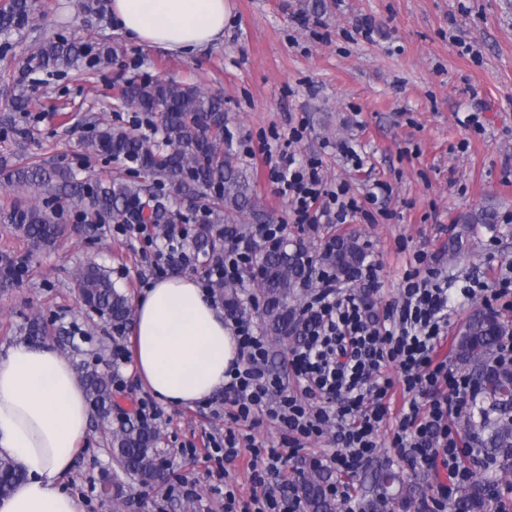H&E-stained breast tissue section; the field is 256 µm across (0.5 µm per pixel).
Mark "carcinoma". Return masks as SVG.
<instances>
[{
    "label": "carcinoma",
    "mask_w": 512,
    "mask_h": 512,
    "mask_svg": "<svg viewBox=\"0 0 512 512\" xmlns=\"http://www.w3.org/2000/svg\"><path fill=\"white\" fill-rule=\"evenodd\" d=\"M28 16L27 0H13L10 9L0 14V31L24 26ZM110 54V48L104 45L59 38L40 46L30 61L34 62V70H63L78 66L88 57L107 63ZM122 95L138 111L160 115L164 134L162 146L155 149L131 131L104 129L85 139L86 152L115 160H131L196 200L205 199L209 191H214L213 201L200 205L208 221L198 225L194 237L196 249L215 253L224 249V243L242 239L244 228L237 216L249 208V176L233 155L224 150L222 99L175 81H133L124 88ZM0 177L20 191L34 190L63 202L70 200L80 207L82 216L109 224L130 223L132 203L145 200L149 193L148 186L142 182H128L120 177L77 182L71 176L37 163L2 164ZM146 206L148 211L142 214V221L154 229H164L185 220L181 210L160 201L155 207L149 202ZM5 219L22 225L37 248L53 243L60 233L54 214L37 206H17ZM466 237L468 230L463 227L448 240L443 248L448 260L456 259L466 249ZM365 258L358 240L340 235L332 239V249L321 254V261L338 277L361 265ZM311 265L309 252L296 241L282 240L275 247L260 248L252 276L260 278L262 284L261 297L271 335L282 336L296 330L288 321V298L293 288L308 283ZM77 282L84 304L112 322L115 330H122L130 322L132 309L125 292L116 287L103 269L92 265L83 267L78 272ZM213 288L223 298L226 309L238 311L237 285L218 281ZM506 336L512 337V319L477 309L469 315L459 334L456 355L500 412L498 419H486L480 425L486 434L484 451L499 467L512 469V368H492V360L496 359ZM82 379L92 408L97 412L108 410L112 403L110 375L92 369L84 371ZM157 441L156 429L131 423L113 433L112 456L142 484L151 485L162 476L155 448ZM22 478L13 461L0 459L1 495L10 493ZM327 484L328 475L320 471L303 473L295 489L306 512H337L336 500L325 493ZM490 492L487 481L470 485L460 491L450 505V512H487Z\"/></svg>",
    "instance_id": "1"
}]
</instances>
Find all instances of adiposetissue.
<instances>
[{
	"instance_id": "1",
	"label": "adipose tissue",
	"mask_w": 512,
	"mask_h": 512,
	"mask_svg": "<svg viewBox=\"0 0 512 512\" xmlns=\"http://www.w3.org/2000/svg\"><path fill=\"white\" fill-rule=\"evenodd\" d=\"M117 32L172 52L220 39L230 20L226 0H110ZM136 372L164 405L187 406L224 387L238 357L223 310L197 281L171 276L135 304L131 336ZM84 384L53 346L19 343L0 357V457L25 473L0 512H83L66 479L89 430Z\"/></svg>"
}]
</instances>
